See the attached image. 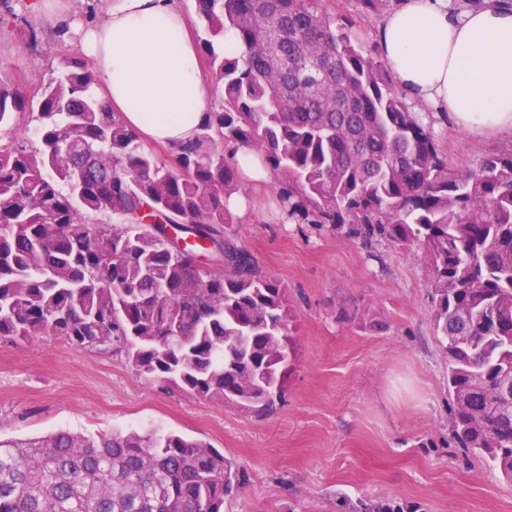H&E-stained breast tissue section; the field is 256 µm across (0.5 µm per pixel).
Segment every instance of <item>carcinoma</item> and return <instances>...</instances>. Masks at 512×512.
<instances>
[{
	"instance_id": "obj_1",
	"label": "carcinoma",
	"mask_w": 512,
	"mask_h": 512,
	"mask_svg": "<svg viewBox=\"0 0 512 512\" xmlns=\"http://www.w3.org/2000/svg\"><path fill=\"white\" fill-rule=\"evenodd\" d=\"M221 101L161 158L64 57L33 101L0 80V342L60 336L141 376L263 413L284 396L287 290L224 237L231 151L260 153L282 215L421 250L452 432L512 481V152L464 173L323 0H196ZM233 33L242 52H224ZM247 472L201 440L59 430L0 440V512H224Z\"/></svg>"
}]
</instances>
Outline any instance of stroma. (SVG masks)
I'll return each instance as SVG.
<instances>
[{
  "label": "stroma",
  "instance_id": "stroma-1",
  "mask_svg": "<svg viewBox=\"0 0 512 512\" xmlns=\"http://www.w3.org/2000/svg\"><path fill=\"white\" fill-rule=\"evenodd\" d=\"M27 0H0V79L32 96L62 55L81 51ZM451 168L512 151L431 113ZM224 234L286 286L291 353L282 402L259 415L137 376L121 355L58 336L0 342V439L59 429L174 431L205 441L248 474L224 512H512V482L465 453L449 422L448 360L434 339L420 252L276 217L275 186L252 194Z\"/></svg>",
  "mask_w": 512,
  "mask_h": 512
}]
</instances>
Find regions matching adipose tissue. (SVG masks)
Returning <instances> with one entry per match:
<instances>
[{"mask_svg": "<svg viewBox=\"0 0 512 512\" xmlns=\"http://www.w3.org/2000/svg\"><path fill=\"white\" fill-rule=\"evenodd\" d=\"M406 95L478 135L512 136V7L396 0L377 26ZM109 111L147 144L193 140L212 100L182 0H102L80 30Z\"/></svg>", "mask_w": 512, "mask_h": 512, "instance_id": "1", "label": "adipose tissue"}]
</instances>
